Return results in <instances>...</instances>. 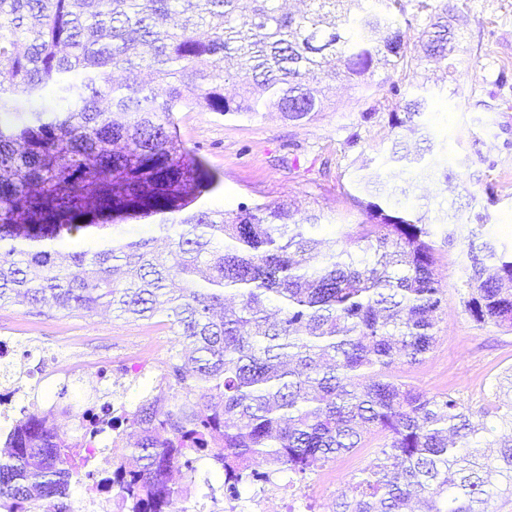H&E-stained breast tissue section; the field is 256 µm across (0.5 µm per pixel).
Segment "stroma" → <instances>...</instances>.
Returning a JSON list of instances; mask_svg holds the SVG:
<instances>
[{
	"mask_svg": "<svg viewBox=\"0 0 512 512\" xmlns=\"http://www.w3.org/2000/svg\"><path fill=\"white\" fill-rule=\"evenodd\" d=\"M448 5L464 17L457 32L460 49L443 62H423L401 83V94L385 88L390 75L376 70L370 90L335 81L333 103L310 122L292 123L277 113L253 118H223L212 112L177 113L179 134L215 171L221 183L208 205L227 210L239 203L292 201L300 212L315 211L330 219L319 232L333 237L339 224H355L362 215L351 196L355 176L376 179L384 170L399 133L388 115L401 111L403 94L429 99L425 116L435 143L437 165L415 176L410 196L425 223L438 211L474 196V211L463 223L482 219L492 239L512 247V0H402L391 10L408 41H417L431 8ZM371 121H363V113ZM358 135L348 148L346 140ZM452 178H445V170ZM459 248L443 249L436 273L447 284V314L436 348L426 362L400 371L402 380L436 394L453 391L468 406L487 403L492 383L500 400L512 402V332L478 326L464 312L454 288L459 275ZM0 336L21 337L32 361L52 363L72 352H96L109 369L127 370L138 355L166 360L176 342L170 331L133 321L102 309L90 316H67L53 308L29 310L0 304ZM359 449L327 465L311 483L317 502L348 491L353 474L373 457Z\"/></svg>",
	"mask_w": 512,
	"mask_h": 512,
	"instance_id": "35a3bbf8",
	"label": "stroma"
}]
</instances>
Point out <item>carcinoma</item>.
Masks as SVG:
<instances>
[{"mask_svg":"<svg viewBox=\"0 0 512 512\" xmlns=\"http://www.w3.org/2000/svg\"><path fill=\"white\" fill-rule=\"evenodd\" d=\"M0 0V302L91 314L165 316L178 345L155 397L126 415L112 457L127 512H173L188 495L168 481L214 462L224 497L288 473L305 481L359 448L374 458L331 512H489L512 501V404L474 411L453 393L429 394L393 374L434 351L446 314L436 274L457 224L436 229L393 193L352 197L365 220L316 238L322 215L295 220L289 202L202 204L219 176L177 135L175 114L276 111L310 122L330 105L327 57L370 89L378 67L413 72L448 58V9L418 40L362 0ZM147 67L163 93L115 85L114 70ZM243 72L251 81L231 94ZM426 101L404 99L388 123L423 138L389 159L432 152ZM152 221L153 235L125 236ZM463 251L460 292L480 325L512 331V255L485 225ZM442 245H437L436 236ZM60 449L26 411L0 452V509L72 512L71 482L92 491L95 470Z\"/></svg>","mask_w":512,"mask_h":512,"instance_id":"cac0c4a2","label":"carcinoma"}]
</instances>
